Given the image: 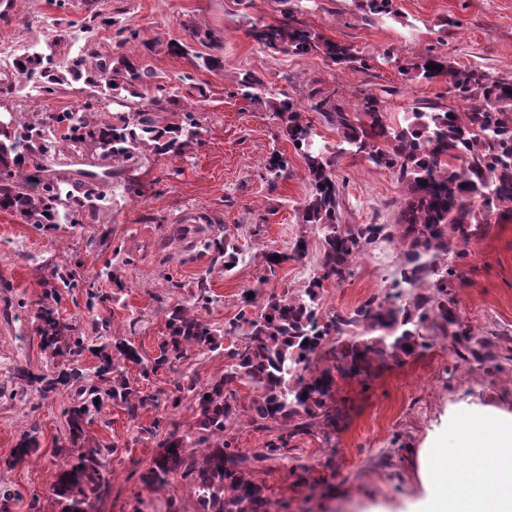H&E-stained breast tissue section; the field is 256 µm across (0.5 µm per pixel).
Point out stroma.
I'll return each mask as SVG.
<instances>
[{
	"mask_svg": "<svg viewBox=\"0 0 512 512\" xmlns=\"http://www.w3.org/2000/svg\"><path fill=\"white\" fill-rule=\"evenodd\" d=\"M365 3L102 0V12L138 29L137 49L159 81L180 89L176 103L159 112L160 123L181 121L184 109L193 108L201 139L182 154L146 151L130 162L125 177L113 181L111 200L96 220L53 230L0 211V487L12 493L6 512H59L52 486L64 460L58 449L70 401L62 391L20 397L12 378L16 369L43 374L58 362L42 346L37 319L54 266L76 270L101 296L90 311L84 288L62 293L53 304L60 317L78 318L87 336L94 335L95 322L107 321L112 335L128 340L146 359L157 355L168 334L166 310L195 303L199 277H207L210 298L203 316L221 329L236 320L246 296L259 305L271 294L296 295L316 273L320 238L301 222L300 206L309 193L303 159L283 139L268 103L238 93L245 74L261 78L274 98L308 108L320 141L331 145L337 134L311 111L314 92L348 103L362 89L385 91L388 121L400 126L413 108L437 100L445 85L404 80L398 62L430 52L512 78V0H393L391 13L371 15ZM287 10L325 39L352 45L366 68L341 69L316 53L265 51L247 37L250 21L274 23ZM86 14L83 0L64 8L56 0H10L9 7L0 6V33L22 31L28 44L41 48L80 25ZM193 27L223 33L220 68H199L193 57L168 52L169 38H186ZM387 53L393 62H384ZM185 75L204 96L181 90ZM87 89L86 80L72 78L51 98L19 87L0 98V107L28 121L74 106ZM275 149L287 158L290 175L273 183L265 164ZM336 179L346 223H397L403 188L392 172L347 154ZM303 234L307 256L268 269L266 254L289 249ZM223 237L239 249L229 269L205 247ZM384 257L374 267L361 255L346 281L325 283L323 313H347L387 292L400 252L389 245ZM460 266L464 277L449 290L451 306L465 328L496 342L500 359L466 363L451 340L439 337L403 362L377 361L368 374L338 381L327 402L335 425L290 438L287 448L258 467L270 512H410L424 494L425 450H441L449 463H459L458 435L465 422L512 415V211L496 212L470 239ZM243 341L239 331L222 337L217 350H191L150 379H140L133 364L127 376L153 394L171 392L173 380L184 374L208 384L220 378L229 351ZM141 421L158 422L157 435L140 434L124 409L113 405L88 427L90 442L114 448L107 456L108 490L95 500L94 512H198L196 496L180 477L163 490L141 481L169 431L196 429L195 404L187 399L175 409L163 406L143 413ZM28 431L35 437L31 453L6 467Z\"/></svg>",
	"mask_w": 512,
	"mask_h": 512,
	"instance_id": "35a3bbf8",
	"label": "stroma"
}]
</instances>
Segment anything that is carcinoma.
<instances>
[{"label":"carcinoma","instance_id":"carcinoma-1","mask_svg":"<svg viewBox=\"0 0 512 512\" xmlns=\"http://www.w3.org/2000/svg\"><path fill=\"white\" fill-rule=\"evenodd\" d=\"M86 5L89 10L80 30L84 39H90L100 25H115L97 9V0H86ZM246 35L274 52L318 53L342 68L366 66L357 49L323 38L292 11L276 23H251ZM116 36L118 45L129 46L132 54L116 60L90 51L96 62L88 84L129 112L108 121L102 117L99 98L91 95L75 108L37 115L27 122L9 118L7 125L0 126L1 211L38 227L92 220L107 200L105 185L117 175L116 168H124L146 148L156 155L181 153L200 138V124L190 110L179 123H158L156 112L175 102L176 95L155 81L151 65L135 52L138 30L123 25ZM190 37L211 50L194 54L196 66L219 68L223 37L208 28H195ZM58 45L56 38L41 50L15 57L8 70L0 71V94L13 93L24 79L34 82L44 98L60 93L64 73H79L87 58L83 53L61 64ZM430 64L441 69H430ZM398 73L406 80H444L457 106L429 102L424 110L413 109L406 125L393 126L377 93L359 94L350 108L324 95L311 104V110L336 129L338 139L331 146L318 140L313 124L293 100L274 102L273 116L280 121L284 138L300 151L310 183L301 222L320 235L322 251L317 273L301 293L270 295L261 307L241 311L236 321L224 326L226 336L244 325L247 333L245 343L228 353L229 362L218 380L206 385L184 374L173 381L171 406L192 399L203 434L170 431L146 482L162 489L170 477L180 476L192 484L200 512H259L266 501L254 476L257 464L288 447V437L331 424L333 415L325 400L337 380L367 372L374 360L400 362L439 336L462 344L480 365L499 357L491 340L462 327L450 306L448 288L462 276L452 260L458 243L488 223L490 214L503 207L512 209V80L494 78L474 67H455L431 54L399 65ZM240 86L256 99L268 94L264 82L251 74ZM63 149L108 160L111 170L100 175L84 172L80 179L53 174L49 161ZM348 153L397 176L404 190L399 223L342 220L336 168ZM266 170L274 179L286 178L288 161L274 151ZM382 240L406 244L393 280V288L406 287L404 302L386 305L372 298L351 313L323 315L324 282L347 280L356 257ZM208 247L214 249L215 260L235 264L236 249L227 242L214 239ZM307 255L308 240L302 236L289 253H267L266 265L272 271ZM198 288L197 308L178 303L167 311L168 337L159 346V355L148 361L127 340L110 335L107 323L97 327L95 345L53 308L41 306L37 313L41 341L66 357V363L51 376L22 370L16 379L23 395L32 389L45 398L64 389L72 401L65 414L68 439L78 454L61 466L53 487L60 512H84L108 483L107 448L89 444L86 435L88 425L102 418L105 402L123 407L142 435L151 436L159 428L157 420L140 424L141 412L160 408L159 396L134 387L123 368L133 363L147 379L163 367L172 368L193 348L218 347V334L198 312L209 304L207 280L200 279ZM86 351L96 352L99 359L92 372L81 365ZM240 384L255 391L242 408L237 405ZM241 419L259 429H287L289 435L278 436L264 452L243 454L224 437V431Z\"/></svg>","mask_w":512,"mask_h":512}]
</instances>
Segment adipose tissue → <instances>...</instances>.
Segmentation results:
<instances>
[{"mask_svg": "<svg viewBox=\"0 0 512 512\" xmlns=\"http://www.w3.org/2000/svg\"><path fill=\"white\" fill-rule=\"evenodd\" d=\"M468 466L429 461L414 512H512V418L480 420L462 439Z\"/></svg>", "mask_w": 512, "mask_h": 512, "instance_id": "obj_1", "label": "adipose tissue"}]
</instances>
